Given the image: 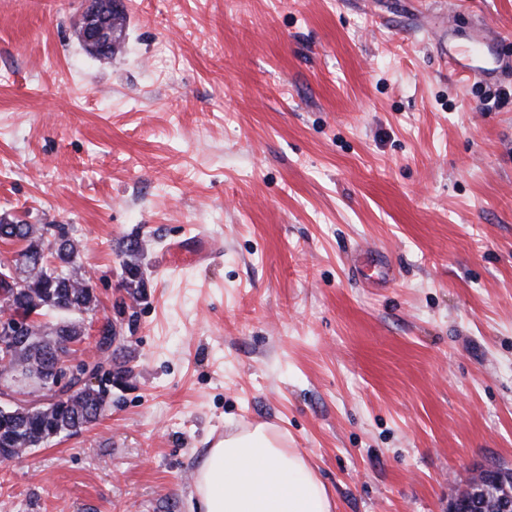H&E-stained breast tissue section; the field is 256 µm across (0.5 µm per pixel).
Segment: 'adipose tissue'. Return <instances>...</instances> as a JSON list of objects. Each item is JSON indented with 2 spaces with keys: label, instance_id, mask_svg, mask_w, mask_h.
<instances>
[{
  "label": "adipose tissue",
  "instance_id": "adipose-tissue-1",
  "mask_svg": "<svg viewBox=\"0 0 512 512\" xmlns=\"http://www.w3.org/2000/svg\"><path fill=\"white\" fill-rule=\"evenodd\" d=\"M194 495L199 512H332L313 468L263 423L209 449Z\"/></svg>",
  "mask_w": 512,
  "mask_h": 512
}]
</instances>
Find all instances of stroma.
<instances>
[{
  "label": "stroma",
  "mask_w": 512,
  "mask_h": 512,
  "mask_svg": "<svg viewBox=\"0 0 512 512\" xmlns=\"http://www.w3.org/2000/svg\"><path fill=\"white\" fill-rule=\"evenodd\" d=\"M83 8L0 0V219L74 225L82 320L132 373L0 463V512H195L259 423L334 512H448L512 467V0H124L109 58ZM485 25L481 76L449 75ZM126 252L129 259L123 263L124 276L121 286L122 288H135L129 292L135 298V295H141L140 288H145V283L143 273L136 258L137 250L132 246V243L127 247Z\"/></svg>",
  "instance_id": "1"
}]
</instances>
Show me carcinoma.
<instances>
[{"instance_id": "cac0c4a2", "label": "carcinoma", "mask_w": 512, "mask_h": 512, "mask_svg": "<svg viewBox=\"0 0 512 512\" xmlns=\"http://www.w3.org/2000/svg\"><path fill=\"white\" fill-rule=\"evenodd\" d=\"M0 242L21 245L22 263L16 265L20 285L7 300L22 314L46 315L52 310L63 314L87 313L97 306L90 280L78 264L79 245L72 224H14L0 220ZM123 263L121 287L131 295L145 287L136 249L128 246ZM24 345L14 351L17 363L42 372L67 360L72 345L83 341L85 328L77 320L55 324L33 321ZM64 408H29L15 403L12 414L0 421V445L10 448H39L61 433L75 435L96 421L107 405L100 389L75 388L67 391Z\"/></svg>"}]
</instances>
